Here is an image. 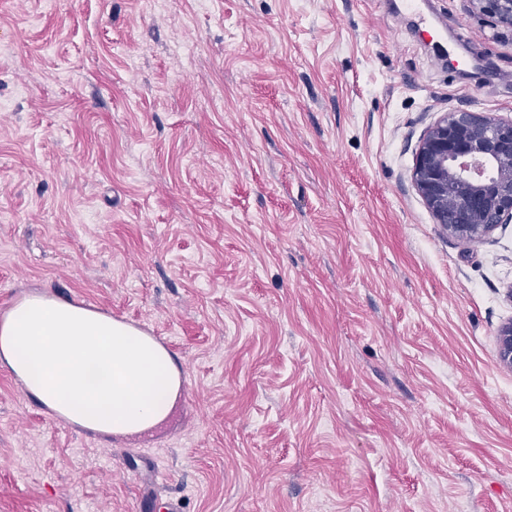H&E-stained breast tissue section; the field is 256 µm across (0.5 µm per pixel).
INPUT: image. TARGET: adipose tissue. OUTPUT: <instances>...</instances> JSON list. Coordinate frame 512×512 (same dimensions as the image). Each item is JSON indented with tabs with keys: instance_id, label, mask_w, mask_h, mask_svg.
Segmentation results:
<instances>
[{
	"instance_id": "ef3b65f1",
	"label": "adipose tissue",
	"mask_w": 512,
	"mask_h": 512,
	"mask_svg": "<svg viewBox=\"0 0 512 512\" xmlns=\"http://www.w3.org/2000/svg\"><path fill=\"white\" fill-rule=\"evenodd\" d=\"M0 364L32 397L106 435L153 430L182 393L172 353L153 337L40 293L25 295L0 317Z\"/></svg>"
}]
</instances>
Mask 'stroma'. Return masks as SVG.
Listing matches in <instances>:
<instances>
[{"mask_svg": "<svg viewBox=\"0 0 512 512\" xmlns=\"http://www.w3.org/2000/svg\"><path fill=\"white\" fill-rule=\"evenodd\" d=\"M0 0V316L44 292L168 339L134 437L0 367V512H512V223L411 182L458 108L512 118L469 0ZM496 339L498 362L503 368L512 371V322L499 329Z\"/></svg>", "mask_w": 512, "mask_h": 512, "instance_id": "obj_1", "label": "stroma"}]
</instances>
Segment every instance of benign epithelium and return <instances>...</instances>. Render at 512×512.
<instances>
[{"instance_id":"1","label":"benign epithelium","mask_w":512,"mask_h":512,"mask_svg":"<svg viewBox=\"0 0 512 512\" xmlns=\"http://www.w3.org/2000/svg\"><path fill=\"white\" fill-rule=\"evenodd\" d=\"M497 27L512 29V0H471ZM411 180L448 235L462 242L512 223V119L457 109L423 136ZM499 364L512 371V322L497 334Z\"/></svg>"}]
</instances>
